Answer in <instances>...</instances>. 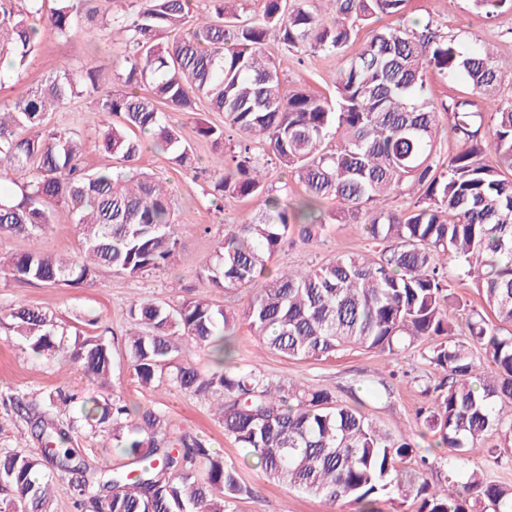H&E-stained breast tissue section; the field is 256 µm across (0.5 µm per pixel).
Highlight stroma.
<instances>
[{
	"label": "stroma",
	"mask_w": 512,
	"mask_h": 512,
	"mask_svg": "<svg viewBox=\"0 0 512 512\" xmlns=\"http://www.w3.org/2000/svg\"><path fill=\"white\" fill-rule=\"evenodd\" d=\"M405 16L410 24L432 20L442 31L455 35L464 49L487 45L502 55H512V9L487 19L477 13L471 0H408ZM267 50L279 64L286 88L300 86L327 98L334 95L338 68L335 56L307 54L299 60L273 42ZM129 52L124 32L116 29L105 33L98 20L81 21L68 37L42 29L37 48L17 79L0 86V100L12 98L19 85L39 82L61 67L78 68L88 63L113 76V89H122L125 57ZM168 116L200 159L195 172L176 168L166 154L150 150L144 151L138 161L142 171L166 182L173 218L183 231L180 250L168 268L135 278L102 269L92 281L80 286H45L0 275V307L38 306L52 312L69 331L108 342L112 347L110 382L129 406L163 411L173 436L186 434L203 439L213 452L223 455L226 463L237 467L246 491L237 500L235 512H329V505L321 499L269 481L255 468L247 449L225 434L223 424L213 416L203 398L186 394L169 381L141 384L130 366L125 345L132 328L128 310L138 298L176 303L204 295L239 311L251 297L246 288L227 294L205 288L199 276L202 265L213 256L230 226L249 221L255 212L254 202L247 198L225 199L220 211L211 203L207 170L215 150L211 143L197 139L195 126L201 119L222 123L224 116L209 111L202 102L194 111L172 110ZM109 121V116L95 112L88 98L72 100L50 116L52 125L75 132L83 141L84 160L91 168L113 163L112 157L103 151L99 137L100 129ZM42 247L54 254L78 251L77 228L64 207L54 208ZM372 247L360 221L335 223L313 242H285L268 268L273 271L288 266L308 267L337 254H361ZM234 343L237 367L260 370L284 383L328 389L338 402L359 409L395 436H415L422 431L416 413L427 402L424 390L443 377L440 370L424 364L413 348L394 358L347 350L326 360L288 359L261 349L257 337L244 325L236 329ZM63 386L90 396L102 394L83 375L79 364L60 355L32 353L8 323H0V395L40 405ZM27 430L13 406L0 404V450L40 453L41 442L28 435ZM70 445L81 452L92 468L106 466L121 472L131 468L130 457L114 447L106 433L80 427L72 431Z\"/></svg>",
	"instance_id": "obj_1"
}]
</instances>
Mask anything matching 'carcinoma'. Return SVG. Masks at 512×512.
<instances>
[{
    "mask_svg": "<svg viewBox=\"0 0 512 512\" xmlns=\"http://www.w3.org/2000/svg\"><path fill=\"white\" fill-rule=\"evenodd\" d=\"M0 0V83L23 69L39 30L71 35L91 18L92 0ZM264 0L251 22L226 13V0H207L206 15L181 30L190 0H128L106 20L125 32L124 90H113L99 69L61 68L0 103V182L15 171L28 179L15 194H0V238L36 241L51 221V206L64 205L79 228V253L64 260L39 245L0 260V273L54 286L82 285L102 268L127 277L168 265L181 245L168 189L138 172L151 144L183 170L195 168L190 144L169 123L163 107L194 110L203 99L224 114V125H196L197 136L224 148L225 132L239 138L229 157L213 168L211 203L254 198L252 219L225 234L215 260L203 267L209 288L243 286L252 296L236 312L199 296L172 306L146 299L128 312L137 331L127 337L131 367L149 385L164 378L182 337L222 365L232 354L240 324L260 345L291 359H327L347 349L397 357L420 347L421 359L443 372L423 424L451 455L446 482L435 489L426 473L407 474L397 464L419 457L410 440L378 427L358 409L339 404L326 389L278 384L256 370L203 371L176 365L169 377L181 391L217 401L225 432L252 449L271 481L284 483L353 512H384L382 499L406 484L415 512H512V486L465 469L466 454L489 438L494 459L512 449V99L498 93L512 60L485 47L470 52L433 21L413 31L400 24L377 31L353 57L345 47L360 25L381 16L402 21L407 0ZM485 17L512 9V0H473ZM275 40L290 53L336 54V99L304 88L283 90L265 47ZM461 79L465 95L437 103L426 72ZM93 99L95 111L118 118L101 133L116 167L89 168L81 143L49 125V113L68 99ZM452 120L457 151L444 158L436 145L439 112ZM342 143L332 145L335 136ZM280 167L297 178L304 198L263 196L264 173ZM410 196L407 207L384 206ZM340 203L334 218L364 216L369 236L385 243L374 259L338 254L305 271L265 273L267 262L290 234L311 242L327 226L321 204ZM464 261L463 274L483 299L468 307L452 292L449 264ZM35 354L65 352L64 327L34 306L4 314ZM68 358L91 382L110 375L112 348L97 336H75ZM78 397L65 390L42 410L7 401L25 412L41 455L0 451V486L15 493L14 512H53L50 486L69 485L87 512H234L246 492L235 466L187 435L174 454L166 416L144 410L131 417L120 396L83 400L81 420L112 427L115 447L138 463L133 478L104 471L99 493L89 494L88 468L65 447L76 421L53 415ZM54 465L45 473L44 463ZM205 477H200V470Z\"/></svg>",
    "mask_w": 512,
    "mask_h": 512,
    "instance_id": "carcinoma-1",
    "label": "carcinoma"
}]
</instances>
